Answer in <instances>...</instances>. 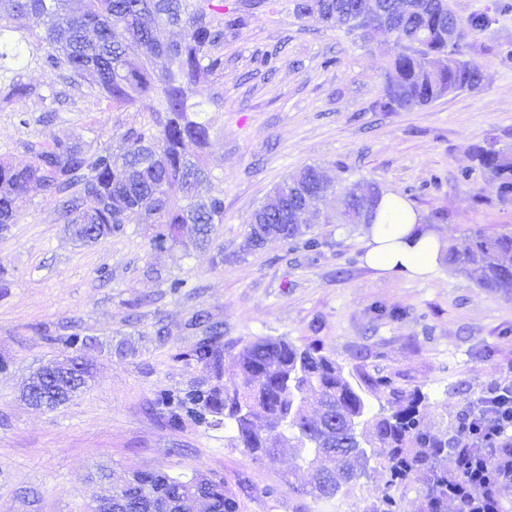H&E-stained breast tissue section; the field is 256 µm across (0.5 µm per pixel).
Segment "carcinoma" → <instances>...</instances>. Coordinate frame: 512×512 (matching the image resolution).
I'll list each match as a JSON object with an SVG mask.
<instances>
[{"instance_id": "obj_1", "label": "carcinoma", "mask_w": 512, "mask_h": 512, "mask_svg": "<svg viewBox=\"0 0 512 512\" xmlns=\"http://www.w3.org/2000/svg\"><path fill=\"white\" fill-rule=\"evenodd\" d=\"M0 0V14L14 25L0 28V109L16 102L57 98L54 85L24 82L8 62L34 64L62 82L87 83L88 94L116 110L144 114L143 122L122 135L123 152L110 144L55 139L31 147V161L21 167L0 161V227L18 223L31 187L56 199L59 219L71 237L92 245L121 233L127 214L137 213L153 229L152 242L164 247H197L209 242L213 226L224 223V199L203 197L199 187L212 171L198 156L185 152L186 143L204 148L212 125L197 85L208 76L224 75V44L246 23V9L224 10V0ZM293 0L299 17L317 15L340 25L364 43L381 31L391 33L387 65L382 73V112H411L460 90L483 83L479 66L462 58L466 32H482L490 19L484 12L458 18L448 0ZM180 30L176 41L162 43L161 25ZM447 56L446 71L430 67V56ZM477 167L499 182V202L512 205V148L475 152ZM309 177L311 205L319 207L336 192L315 166ZM368 195L362 217L339 215L343 224H371L382 189L355 182L342 197L359 190ZM289 179L277 184L253 212L243 250L252 252L275 235L307 250L319 247L311 225L298 234L285 231L282 213L292 205ZM464 250L448 247V265L460 269L481 288L512 292V230L488 234L471 229ZM197 325L208 336L191 352V360L215 378L224 373L223 325L197 313ZM70 365V388L77 395L92 378L91 368L78 356ZM241 384L213 385L184 392L163 391L155 400L168 422L183 417L199 424L224 425L256 460H273L293 448L321 477L304 493L331 499L367 470L371 457L383 461L385 485L375 512H401L395 486H427L428 512H445L448 473L436 464L457 457V436L426 430L420 407L427 396L419 388L406 390L386 376L368 377L357 384L334 356L316 347L299 348L283 338H262L244 346L233 359ZM48 380L36 372L24 384L22 397L55 409L60 402L48 396ZM316 393L310 403L305 394ZM385 400L372 412L368 396ZM359 446L369 453L338 457L336 445ZM145 482L163 500L190 499L198 493L213 500V512H238L235 496L224 478L194 471L170 475L144 473ZM149 512V508L120 501L101 507L86 504V512Z\"/></svg>"}]
</instances>
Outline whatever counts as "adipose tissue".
Instances as JSON below:
<instances>
[{
  "mask_svg": "<svg viewBox=\"0 0 512 512\" xmlns=\"http://www.w3.org/2000/svg\"><path fill=\"white\" fill-rule=\"evenodd\" d=\"M446 242L424 226L422 215L402 196L385 193L368 229L364 260L378 270L406 278L434 273Z\"/></svg>",
  "mask_w": 512,
  "mask_h": 512,
  "instance_id": "ef3b65f1",
  "label": "adipose tissue"
}]
</instances>
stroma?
Here are the masks:
<instances>
[{"instance_id":"obj_1","label":"stroma","mask_w":512,"mask_h":512,"mask_svg":"<svg viewBox=\"0 0 512 512\" xmlns=\"http://www.w3.org/2000/svg\"><path fill=\"white\" fill-rule=\"evenodd\" d=\"M460 18L487 13L488 30L470 34L464 57L480 66V89L459 91L411 112H382L385 46H368L323 23L297 18L291 0H265L224 46V75L202 80L213 129L202 153L213 171L204 195L224 200V222L204 249L154 248L151 232L129 216L103 242L74 241L40 191L18 223L0 232V512H82L108 497L111 479L134 470H199L222 476L239 512H375L384 471L331 500L305 495L312 470L293 449L253 459L224 428L192 419L170 427L153 402L162 391L213 384L190 361L205 337L191 317L224 325L225 359L261 337L318 346L353 377H391L419 387L434 432L452 428L482 392L512 368V294L475 285L440 262L433 277L407 279L364 260L367 228L339 224L340 196L322 206L329 223L313 228L318 253L268 240L243 249L248 223L283 179L320 167L337 187L374 181L399 194L446 243L464 232L512 227L490 176L460 178L475 146L512 144V0H449ZM276 52L275 68L261 65ZM141 114L106 108L84 86L58 100L0 111V159L26 164L29 147L70 138L123 147ZM186 286L172 294L171 280ZM385 315H378V308ZM91 337L79 354L93 382L54 410L27 405L20 389L38 368L70 356L64 340Z\"/></svg>"}]
</instances>
